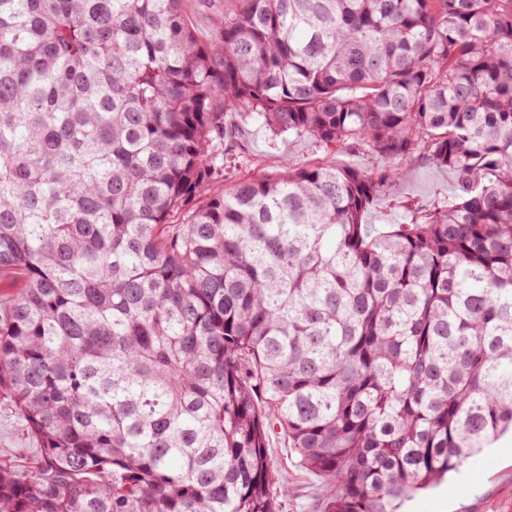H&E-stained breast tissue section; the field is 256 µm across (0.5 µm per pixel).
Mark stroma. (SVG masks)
Wrapping results in <instances>:
<instances>
[{"label":"stroma","mask_w":512,"mask_h":512,"mask_svg":"<svg viewBox=\"0 0 512 512\" xmlns=\"http://www.w3.org/2000/svg\"><path fill=\"white\" fill-rule=\"evenodd\" d=\"M249 141L242 150L224 157L223 178L210 182L203 190L210 196L223 191L235 180L259 174L279 173L283 159L303 167L327 161L361 171L376 168V161L357 149L325 151L310 141L292 135L272 136L261 122L248 121ZM407 179L390 183L367 214L369 224H407L412 215L404 202L430 203L447 200L456 189L452 171L423 158L408 161ZM38 445L25 422L7 398L0 396V462L23 471H33L40 462ZM271 453L280 467L285 492L280 512H318L327 489L321 479L299 467L284 439L271 442ZM512 438L503 437L494 447L471 458L461 471L450 473L447 481L420 492L406 506L407 512H512Z\"/></svg>","instance_id":"1"}]
</instances>
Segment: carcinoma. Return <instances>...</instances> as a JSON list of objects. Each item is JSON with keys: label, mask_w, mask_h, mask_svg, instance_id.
<instances>
[{"label": "carcinoma", "mask_w": 512, "mask_h": 512, "mask_svg": "<svg viewBox=\"0 0 512 512\" xmlns=\"http://www.w3.org/2000/svg\"><path fill=\"white\" fill-rule=\"evenodd\" d=\"M228 112L379 166L203 199ZM0 393V512H279L277 434L399 512L512 431V0H0ZM186 0V4L194 23L198 27H210L216 16L224 12V0ZM407 179L390 183L364 219L365 224H408L412 214L398 207L399 201L430 203L447 201L456 189V178L448 168H441L424 158L405 162ZM37 448L25 422L0 393V462L33 471L40 462Z\"/></svg>", "instance_id": "1"}]
</instances>
